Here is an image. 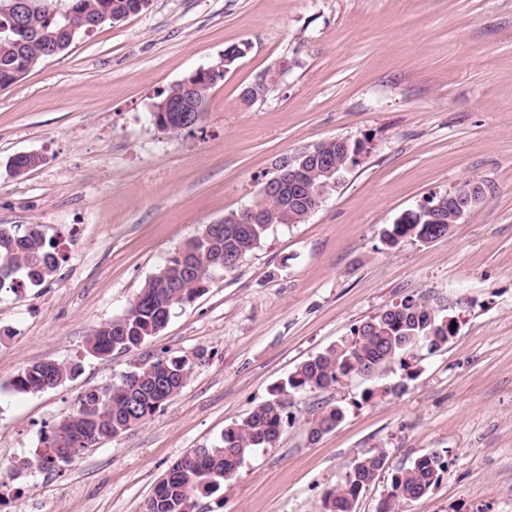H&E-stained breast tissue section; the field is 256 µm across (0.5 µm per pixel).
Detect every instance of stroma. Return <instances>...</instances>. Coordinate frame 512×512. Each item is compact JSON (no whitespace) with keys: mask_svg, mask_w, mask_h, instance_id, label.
Segmentation results:
<instances>
[{"mask_svg":"<svg viewBox=\"0 0 512 512\" xmlns=\"http://www.w3.org/2000/svg\"><path fill=\"white\" fill-rule=\"evenodd\" d=\"M221 65L196 127L155 125L162 92ZM269 72L264 99L244 103ZM338 138L364 150L303 223L273 225L138 350L87 353L93 330L203 225ZM29 152L41 165L12 175L8 161ZM469 183L484 200L447 236L385 244L401 215ZM0 224L40 225L61 257L51 280L0 289V512H143L175 460L212 447L299 364L409 295L467 307L446 347L412 350L406 391L355 377L296 394L279 444L196 512H324L348 464L381 450L385 467L356 505L378 512L392 473L432 449L448 469L403 512H512V0H151L0 88ZM161 354L196 360L170 402L63 467L35 466L80 395ZM49 360L79 372L12 391L18 372ZM326 403L344 418L310 442Z\"/></svg>","mask_w":512,"mask_h":512,"instance_id":"35a3bbf8","label":"stroma"}]
</instances>
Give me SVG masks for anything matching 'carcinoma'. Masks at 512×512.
<instances>
[{"label":"carcinoma","instance_id":"carcinoma-1","mask_svg":"<svg viewBox=\"0 0 512 512\" xmlns=\"http://www.w3.org/2000/svg\"><path fill=\"white\" fill-rule=\"evenodd\" d=\"M10 2L0 0V88L16 83L44 60L66 51L88 28L120 22L145 9L149 0H32L21 30L14 26ZM211 89V84L191 75L163 92L157 111L191 92L203 113ZM320 147L336 162L338 175L355 165L360 153L357 144L343 139L328 140ZM324 180L323 168L311 162L295 178H284L281 196L252 202L263 215L262 223L226 224L212 240L191 238L185 243L194 250L190 259L180 261L176 251L169 255L140 289L137 305L94 330L87 351L96 357L131 352L159 334L176 310L210 287V273L235 269L237 262L261 245L272 225L300 224L318 209L316 186ZM458 222L451 204L437 212L424 208L403 214L385 230L384 239L390 246L407 238L431 240L435 233ZM58 265L57 245L40 226L32 224L21 233L14 225L0 224V288H18L26 281L40 285L54 276ZM454 322H458L455 310L450 308L445 314L412 297L368 318L354 327L351 335L298 365L284 382L274 386L268 399L225 429L213 447L171 464L146 501L145 512H194L197 496L218 492L255 451L279 442L285 425L292 422V394L327 390L355 376L384 380L394 372V365H405L410 349L420 344L430 350L448 345L456 334ZM192 369L193 363L187 358L162 356L102 388L100 400L92 391L83 394L60 431L53 430L46 437L45 447H51L59 434L64 436L66 448H89L123 435L178 394ZM78 370L77 364L35 363L18 373L11 388L18 394L41 392L58 386ZM343 417L339 406L324 408L309 422V438L319 440ZM385 463L382 450L351 461L342 480L326 493L325 512H355L360 495ZM446 468V454L438 450L420 454L392 474L380 512H400V505L427 495L439 484Z\"/></svg>","mask_w":512,"mask_h":512}]
</instances>
